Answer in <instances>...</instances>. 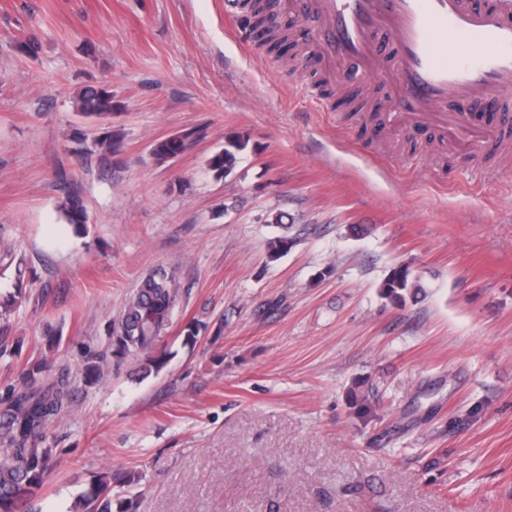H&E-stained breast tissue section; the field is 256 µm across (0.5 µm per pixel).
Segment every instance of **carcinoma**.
<instances>
[{
	"mask_svg": "<svg viewBox=\"0 0 512 512\" xmlns=\"http://www.w3.org/2000/svg\"><path fill=\"white\" fill-rule=\"evenodd\" d=\"M269 9L270 3L263 0L250 2L252 30L256 32L259 44L289 62L311 63L310 56L296 43L292 31L272 24ZM76 107L86 117L109 121L121 109V105L114 101L112 90L105 85L85 87L76 99ZM192 136L193 133L188 132L156 140L151 155L158 162L173 159L187 150ZM122 142V133L114 129L105 131L95 140L99 151L109 155L120 152ZM245 147L246 143L241 140L227 141L223 150L209 158V169L220 176L231 173L237 160L236 152ZM60 211L68 224L86 223L83 205L75 197L62 203ZM292 244L293 239L288 236L270 239V259H278ZM420 288L419 280L409 267L400 265L385 279L381 293L393 301L403 302L416 296ZM174 301L175 286L170 280L164 276L145 277L121 321L116 352L120 355L144 354L149 367L161 369L165 356L152 355V348ZM33 380L35 373H28L24 388L12 393L8 406L0 412V446L7 452V456L0 460V512H17L19 501L40 486L52 458V449L46 446L45 426L71 400V380L67 370H61L48 384L37 386ZM82 500V512H112V492L105 481L82 495Z\"/></svg>",
	"mask_w": 512,
	"mask_h": 512,
	"instance_id": "carcinoma-1",
	"label": "carcinoma"
}]
</instances>
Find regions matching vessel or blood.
I'll return each instance as SVG.
<instances>
[{"label": "vessel or blood", "mask_w": 512, "mask_h": 512, "mask_svg": "<svg viewBox=\"0 0 512 512\" xmlns=\"http://www.w3.org/2000/svg\"><path fill=\"white\" fill-rule=\"evenodd\" d=\"M313 16L324 57L347 63V77L364 79L371 38L390 35L398 64L394 107L415 121L465 130V113L452 100L496 101L512 92V0L478 8L468 0H296ZM512 142V129L483 130L475 149L497 152Z\"/></svg>", "instance_id": "vessel-or-blood-1"}]
</instances>
